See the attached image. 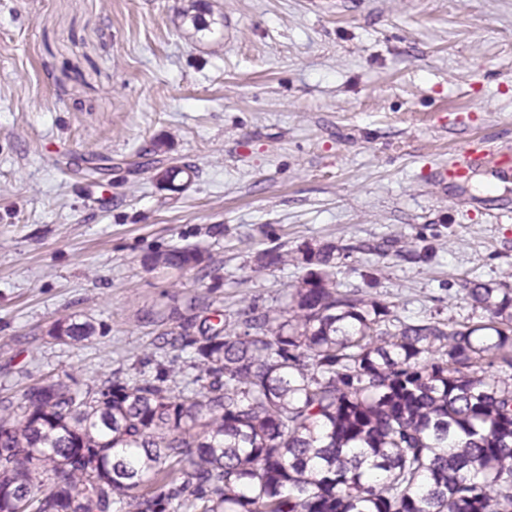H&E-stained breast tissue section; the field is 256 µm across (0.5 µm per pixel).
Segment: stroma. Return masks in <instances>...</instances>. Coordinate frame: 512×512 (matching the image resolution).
Here are the masks:
<instances>
[{"mask_svg":"<svg viewBox=\"0 0 512 512\" xmlns=\"http://www.w3.org/2000/svg\"><path fill=\"white\" fill-rule=\"evenodd\" d=\"M487 145L512 158V0H0V398L283 306L304 268L258 267L273 246L334 243L342 287L468 318L462 283L512 274V179L434 172ZM184 247L199 265H144ZM93 332L94 327L89 323H69L67 319H61L54 324L51 335L61 341H80L89 338Z\"/></svg>","mask_w":512,"mask_h":512,"instance_id":"35a3bbf8","label":"stroma"}]
</instances>
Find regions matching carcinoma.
<instances>
[{
	"mask_svg": "<svg viewBox=\"0 0 512 512\" xmlns=\"http://www.w3.org/2000/svg\"><path fill=\"white\" fill-rule=\"evenodd\" d=\"M194 171L171 166L185 186ZM301 250L285 307L179 324L182 368L0 399V512H512V286L465 282L476 318L410 321ZM195 248L145 258L200 263ZM288 261L278 247L257 266ZM57 321L54 338H89Z\"/></svg>",
	"mask_w": 512,
	"mask_h": 512,
	"instance_id": "cac0c4a2",
	"label": "carcinoma"
}]
</instances>
